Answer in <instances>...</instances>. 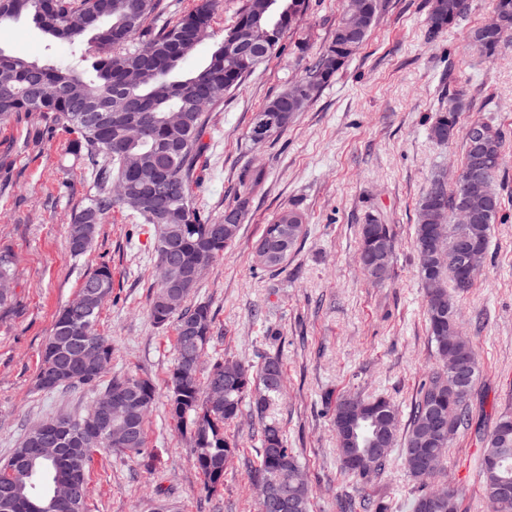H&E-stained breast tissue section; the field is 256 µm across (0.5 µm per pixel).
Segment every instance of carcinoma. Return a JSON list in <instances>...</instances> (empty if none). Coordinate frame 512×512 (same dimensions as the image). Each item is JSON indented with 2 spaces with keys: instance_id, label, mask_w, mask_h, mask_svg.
<instances>
[{
  "instance_id": "cac0c4a2",
  "label": "carcinoma",
  "mask_w": 512,
  "mask_h": 512,
  "mask_svg": "<svg viewBox=\"0 0 512 512\" xmlns=\"http://www.w3.org/2000/svg\"><path fill=\"white\" fill-rule=\"evenodd\" d=\"M307 0H243L230 26L224 28L222 39L213 43L207 58L186 70L183 65L198 47L212 39L214 13L218 0H197L173 24L155 25L161 13V0H0V23L27 16L46 35L73 44L82 39L86 47L81 55L65 65L46 66L0 52V122L22 114L34 118H52L72 136L71 150L83 159L96 190L74 214L68 230L72 256L85 255L91 248L100 224L112 211L125 208L141 224H151L155 230L156 267L161 269L157 289L149 303L148 315L159 328L174 326L176 358L169 370L167 409L181 433L188 437L196 468L205 478L211 493L224 484V474L231 465L237 444L229 439L227 429L249 405L261 424L259 467L254 477L269 484L272 492L288 501L285 512H310L312 495L297 456L289 448L279 420L273 411L281 399L284 387L283 366L278 356L264 353L260 361L251 364L237 359H218L206 374L191 367L201 357L214 337V315L209 303L194 301L192 296L199 280L188 279L191 268L213 265L224 258V250L236 239L240 225L214 224L202 215L193 202L192 182L203 154L207 134V112L224 102V93L239 88L267 58L224 56V40L256 20L261 27L271 24L283 37L306 10ZM368 17L366 39L381 10L380 0H360ZM468 10L467 0H432L427 19L428 37L432 38L459 22ZM494 11L508 19V26L487 32L473 30L470 39L486 57L512 42V0H494ZM354 52L344 51L338 36L319 53L301 78L306 94L288 102L284 125L304 111L348 62ZM112 107L114 114H127V107L143 115L148 128L145 135H132L121 120L101 127L88 118L90 108ZM464 103L457 97L448 107L436 112L429 126L430 136L442 142L446 128L459 130L460 112ZM487 130L491 161L487 188L491 194L489 217L473 228L489 247L491 225L496 223L501 207L496 180L504 168L506 156L504 136L488 121L481 122ZM168 177L176 185L172 195L162 205L164 219L157 218L151 202L154 177ZM445 207L434 212L436 222L445 223L444 250L435 277L441 288L426 289V319L430 342L441 357L453 346L464 366L473 374L472 383L461 393L448 396L451 377L438 366L421 384L408 417L406 430H401V411L383 395L364 398L346 394L336 398L333 425L336 431L337 456L343 473L357 484L385 472L398 442L403 439L401 458L409 476L419 485L412 499L411 512H461L463 489L454 483L445 487L434 484L438 465L448 453V444L462 429L476 426L481 444L475 460L483 492L495 487L512 488V413L502 411L488 426L474 421L471 395L480 367L468 336L460 324L456 300L448 294V284L458 291L472 287L477 274L460 277L456 265L458 225L449 222L456 206V189L444 177L435 176L418 204V224L414 244L419 258L421 281L428 278L424 268L423 248L429 236L426 214L433 200ZM303 214L293 208L277 212L265 225L263 236L288 237L285 258L268 261L255 249V262L270 272L282 270L307 234ZM388 249V258L380 267L374 266L369 253L374 241L369 239L370 225L361 228L358 249L359 262L365 274L374 282L389 276L395 250L390 225H380ZM181 246V256L175 268L162 269V258L172 243ZM13 260L0 254V306L11 299ZM180 294L181 306L166 309L172 294ZM112 296V269L98 266L85 277L75 298L55 317L46 343L66 331L91 347L104 364V369L88 371L81 367V352L74 351L63 365L70 367L67 378L46 383L44 374L56 360L43 347L36 388L53 393L75 387L104 388V392L79 417L56 415L28 429L12 455L0 465V478H6L14 463L26 457L25 448L33 447L32 436L38 429L62 425L60 438L62 455L34 461L31 474L14 491L15 508L11 512H85L88 496V471L92 457L100 448H110L126 455H141L146 447V417L156 400V386L148 378L133 375L107 377L112 362V342L98 329L102 304ZM449 306L452 317L442 320L436 307ZM224 389V402L209 398L215 383ZM138 385L143 401L138 405H116L112 393ZM443 414L446 429L441 437L429 442V420L433 412ZM133 430L135 443L125 448L126 434ZM362 461L349 464V457ZM83 479L81 491L73 507L59 510L52 506L56 483H67L76 473Z\"/></svg>"
}]
</instances>
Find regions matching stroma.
Here are the masks:
<instances>
[{
	"label": "stroma",
	"mask_w": 512,
	"mask_h": 512,
	"mask_svg": "<svg viewBox=\"0 0 512 512\" xmlns=\"http://www.w3.org/2000/svg\"><path fill=\"white\" fill-rule=\"evenodd\" d=\"M468 3L457 26L431 38L430 0H382L376 26L334 81L287 130L252 144L254 112L302 77L343 13L345 0H309L269 62L210 114L193 188L197 205L218 224L244 193L250 213L196 293L215 318L204 360L253 363L263 352L280 357L285 388L276 416L312 486L310 512H339L345 496L381 491L390 512H410L417 486L400 454L363 485L341 472L332 400L381 393L409 414L420 382L437 363L413 237L417 203L433 175L461 168L462 139L442 144L428 131L434 112L455 96L467 105L461 126L483 119L504 135L501 209L483 268L459 308L481 364L474 409L512 408V44L491 59L469 48V32L490 20L493 2ZM0 52L57 65L70 62L72 48L22 17L0 24ZM252 170L262 171V181L243 185ZM93 190L69 135L53 119L20 116L0 124V251L15 267L14 300L0 308V462L31 425L60 413L83 414L90 404L86 389L48 394L35 380L57 313L105 263L113 288L100 329L112 340L110 371L150 378L157 397L144 455L95 453L86 512H154L159 503L177 512H256L257 419L246 411L230 427L236 456L223 486L209 495L186 437L167 413L174 332L156 327L147 312L156 261L150 225L115 211L92 250L71 257L68 226ZM291 205L306 217V237L278 273L256 268L251 255L265 224ZM371 215L392 225L397 240L393 275L382 285L368 279L358 261L361 227ZM479 450L475 432L460 431L443 463L448 480L466 490L462 512H491L474 466Z\"/></svg>",
	"instance_id": "1"
}]
</instances>
